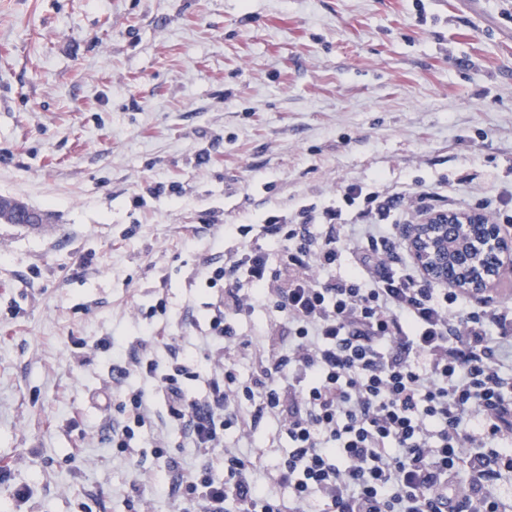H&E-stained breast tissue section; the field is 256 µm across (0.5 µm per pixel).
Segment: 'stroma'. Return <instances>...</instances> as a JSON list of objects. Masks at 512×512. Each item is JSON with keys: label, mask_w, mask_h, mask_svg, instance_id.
<instances>
[{"label": "stroma", "mask_w": 512, "mask_h": 512, "mask_svg": "<svg viewBox=\"0 0 512 512\" xmlns=\"http://www.w3.org/2000/svg\"><path fill=\"white\" fill-rule=\"evenodd\" d=\"M352 184L512 215V0H0V196L46 216L0 223V512H173L140 472L205 458L120 353L193 364L225 225L349 220ZM268 319L230 321L241 379ZM122 388L155 419L115 448ZM285 422L247 442L279 497Z\"/></svg>", "instance_id": "1"}]
</instances>
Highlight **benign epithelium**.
<instances>
[{
  "instance_id": "7a95c632",
  "label": "benign epithelium",
  "mask_w": 512,
  "mask_h": 512,
  "mask_svg": "<svg viewBox=\"0 0 512 512\" xmlns=\"http://www.w3.org/2000/svg\"><path fill=\"white\" fill-rule=\"evenodd\" d=\"M404 239L427 280L464 294H486L512 271V233L480 212L428 213Z\"/></svg>"
}]
</instances>
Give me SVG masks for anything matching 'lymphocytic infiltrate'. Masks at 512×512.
I'll return each instance as SVG.
<instances>
[{
  "label": "lymphocytic infiltrate",
  "instance_id": "obj_1",
  "mask_svg": "<svg viewBox=\"0 0 512 512\" xmlns=\"http://www.w3.org/2000/svg\"><path fill=\"white\" fill-rule=\"evenodd\" d=\"M401 192L371 193L369 208L350 224L325 208L301 210L297 223L271 217L260 234L282 243L281 266L271 270L262 247L225 253L210 268L224 292L212 333L245 350L224 323L256 306L288 324V342L271 346L250 379L234 363L204 360L210 392L188 399L180 385L190 373L175 365L161 375L168 416L212 464L178 474L177 512H499L493 485L512 473V304L463 305L458 292L422 278L413 262L402 273L388 266ZM322 219L324 238L309 226ZM371 242L355 268L326 281L312 266L334 265L345 242ZM253 286L240 293L239 279ZM123 417L112 424L113 447H128L154 416L151 398L126 391ZM256 417L287 416L291 450L278 465L287 502L270 499L253 479L257 464L225 447V430L247 433L240 405ZM483 483H461L462 470Z\"/></svg>",
  "mask_w": 512,
  "mask_h": 512
}]
</instances>
